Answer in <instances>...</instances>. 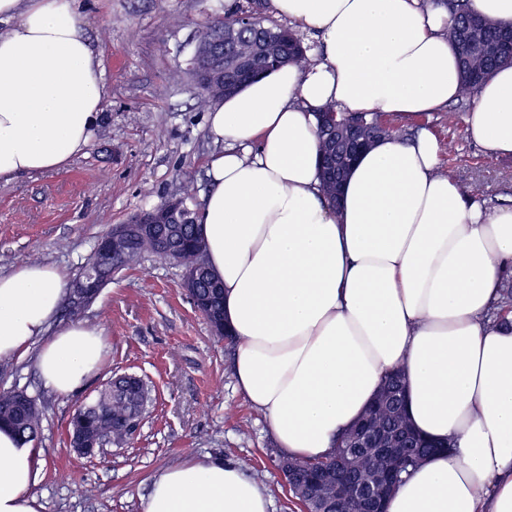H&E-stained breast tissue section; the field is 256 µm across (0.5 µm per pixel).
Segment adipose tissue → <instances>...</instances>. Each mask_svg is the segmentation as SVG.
<instances>
[{
  "label": "adipose tissue",
  "instance_id": "adipose-tissue-1",
  "mask_svg": "<svg viewBox=\"0 0 512 512\" xmlns=\"http://www.w3.org/2000/svg\"><path fill=\"white\" fill-rule=\"evenodd\" d=\"M316 41L207 116L223 152L198 215L224 288L236 383L284 453L313 459L402 371L406 411L440 449L403 475L386 512H512V207L469 199L427 131L377 141L339 207L320 185L317 114L333 105L412 120L456 100L448 13L429 0H269ZM101 63L72 0H0V178L59 171L102 119ZM468 138L512 155V66L478 89ZM67 294L55 265L0 275V358L32 344L46 387L100 368L93 327L51 322ZM31 446L0 429V512H39ZM242 466L190 458L157 472L144 512H268Z\"/></svg>",
  "mask_w": 512,
  "mask_h": 512
}]
</instances>
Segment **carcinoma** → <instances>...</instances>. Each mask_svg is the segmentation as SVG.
Returning <instances> with one entry per match:
<instances>
[{"mask_svg":"<svg viewBox=\"0 0 512 512\" xmlns=\"http://www.w3.org/2000/svg\"><path fill=\"white\" fill-rule=\"evenodd\" d=\"M431 2L448 7L452 18L448 27V43L457 59L461 93L471 95L484 82V76L494 74L498 67L507 63L491 50L503 26L481 21L475 37L477 45L465 47L460 42V35L476 21L468 10L467 0H455L451 5L448 0ZM266 10V0H239L233 11L224 14V20L206 25L195 36V42L204 44L223 32L228 34V38L224 39V62L218 63L201 81L196 73H191L201 91L200 105H205L211 99L232 95L247 83L238 67L234 66L239 58L252 59L262 71L265 70L264 60L268 56L277 57L281 66L294 63L303 68L309 62L302 36L286 23L270 21ZM326 111L337 112V120L351 138H360L372 144L395 133L375 116L338 112L333 106L327 107ZM169 231L177 251L178 265L184 269V277L195 279V287L190 289L195 308L217 336H224L223 288L207 265L200 225L195 221L171 224ZM158 254L159 244L151 237L121 242L117 244L113 256L103 255L96 244L82 265L80 275L97 274L106 262L115 263L123 270L146 255ZM401 397H405L404 384L401 375L394 373L387 378L377 396L383 402L376 417L379 425L391 431L412 429L406 409L395 406ZM151 402L152 390L142 378H136L132 384L126 374L113 378L99 391L94 401L75 409L68 422L71 447L83 456H92L108 445L119 447L129 442ZM44 419V401L39 397L19 388L0 390V425L11 429L22 442L28 444L35 441ZM432 452L431 448L413 449L411 455L402 461V473L409 472ZM332 456L336 458V464L350 467L356 475L369 464L366 455L338 447L325 458L306 460L288 456L285 478L296 484L305 482L307 471L324 465Z\"/></svg>","mask_w":512,"mask_h":512,"instance_id":"carcinoma-1","label":"carcinoma"}]
</instances>
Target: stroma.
<instances>
[{
  "instance_id": "35a3bbf8",
  "label": "stroma",
  "mask_w": 512,
  "mask_h": 512,
  "mask_svg": "<svg viewBox=\"0 0 512 512\" xmlns=\"http://www.w3.org/2000/svg\"><path fill=\"white\" fill-rule=\"evenodd\" d=\"M84 30L105 80L103 119L84 152L58 173L0 181V275L32 262L75 278L112 225L195 188L201 209L210 181L206 162L219 151L187 73L192 35L223 17L229 0H79ZM472 99L461 98L421 124L439 141L440 167L464 193L487 206L512 205V156L468 139ZM81 322L100 331L99 371L80 391L46 388L35 353L0 360V389L44 395L40 461L30 492L40 512H143L150 479L184 459L240 464L260 484L269 512H304L276 467L280 453L266 419L235 386L232 340L216 337L195 309L174 263L150 256L114 276L78 316L61 311L58 326ZM134 373L152 388L153 404L127 445L94 458L71 448L67 423L116 373Z\"/></svg>"
}]
</instances>
